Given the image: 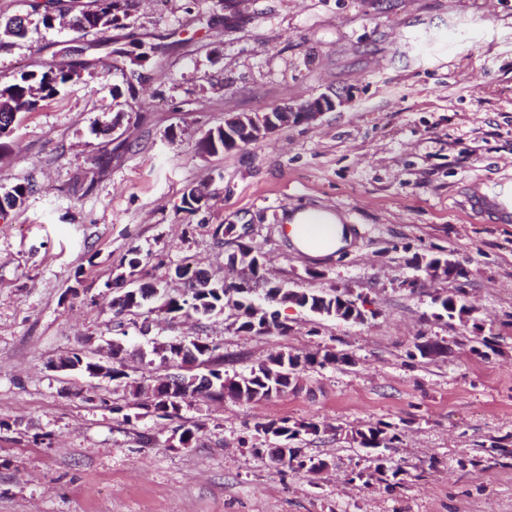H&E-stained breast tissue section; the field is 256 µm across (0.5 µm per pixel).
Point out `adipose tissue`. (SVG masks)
I'll return each instance as SVG.
<instances>
[{
  "instance_id": "ef3b65f1",
  "label": "adipose tissue",
  "mask_w": 512,
  "mask_h": 512,
  "mask_svg": "<svg viewBox=\"0 0 512 512\" xmlns=\"http://www.w3.org/2000/svg\"><path fill=\"white\" fill-rule=\"evenodd\" d=\"M285 235L294 249L320 256L346 248L351 240L350 230L341 216L320 209H301L289 213Z\"/></svg>"
}]
</instances>
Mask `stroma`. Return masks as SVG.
Segmentation results:
<instances>
[{
  "label": "stroma",
  "mask_w": 512,
  "mask_h": 512,
  "mask_svg": "<svg viewBox=\"0 0 512 512\" xmlns=\"http://www.w3.org/2000/svg\"><path fill=\"white\" fill-rule=\"evenodd\" d=\"M139 44L164 61L131 87L104 64ZM67 45L84 68L18 113L0 161V187L36 186L0 216V512H512V466L482 464L512 434V223L463 205L471 181L512 178V0H134L104 33L32 22L0 45V78L66 64ZM323 94L344 102L315 122L196 149L229 114ZM201 183L208 208L182 211ZM301 208L339 213L351 248L294 250L282 223ZM219 224L234 228L220 242ZM242 244L282 287L348 292L374 317L294 307L288 334L253 335L230 307L200 322L154 301L115 315L107 284L129 248L148 255L136 279L178 294L176 265L222 277ZM433 257L465 278L429 277ZM459 287L494 339L486 354L472 352V327L434 316V298ZM422 335L447 355L409 360ZM178 336L218 345L230 376L280 351L351 362L302 370L260 402H187L200 430L186 447L123 384L52 366L119 338L130 379L147 382L164 369L142 350ZM282 418L325 425L296 446L329 470L259 455L255 424ZM380 420L400 435L387 479L352 441Z\"/></svg>",
  "instance_id": "1"
}]
</instances>
